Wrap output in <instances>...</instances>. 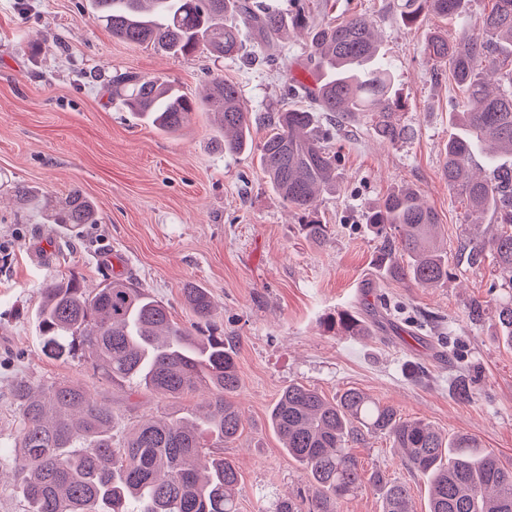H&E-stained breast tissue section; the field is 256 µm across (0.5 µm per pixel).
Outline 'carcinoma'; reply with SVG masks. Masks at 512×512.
Instances as JSON below:
<instances>
[{
  "instance_id": "carcinoma-1",
  "label": "carcinoma",
  "mask_w": 512,
  "mask_h": 512,
  "mask_svg": "<svg viewBox=\"0 0 512 512\" xmlns=\"http://www.w3.org/2000/svg\"><path fill=\"white\" fill-rule=\"evenodd\" d=\"M92 14L112 37L150 45L173 56L205 49L238 54L243 32L252 31L262 53L279 48L283 14L251 0H88ZM470 0H396L406 24L425 12L440 19L467 17ZM428 60L448 70L464 94L451 114L445 147L448 188L474 212L498 218L490 242L476 238L466 249L472 263L490 248L494 265L512 285V0H493L470 29L455 37L436 30L426 39ZM308 63L321 72L308 92L309 107H288L267 116L272 132L259 146L269 184L306 217L302 231L313 242L329 227L315 218L320 193L336 190L337 157L324 145L315 113L329 112L344 126L366 117L388 143L408 131L396 119L402 107L393 92L395 75L382 57L370 20L352 15L312 28ZM112 101L175 134L194 112L217 117L216 147L239 153L251 147V113L236 85L210 80L202 100L165 79L117 73L107 86ZM490 170L473 171L475 159ZM18 210H37L46 224L78 229L97 223L93 201L78 188L65 198L41 201L28 185L10 186ZM385 238L379 257L389 276L425 288L448 281V252L435 242L437 213L419 193L404 187L383 197L369 217ZM406 260L401 262L395 252ZM198 336L176 322L169 309L130 280L115 279L89 290L71 276L41 289L36 321L43 348L57 358L89 365L105 381L179 399L204 386L209 395L196 408L144 418L115 443L118 416L85 387L19 379L13 397L19 411L15 447L0 466L17 472L25 512H238L239 472L219 449L235 441L241 415L234 400L241 387L235 350L226 345L207 290L183 289ZM498 324L512 346V300L497 307ZM323 323L336 336H368L362 315L328 314ZM270 425L288 457L310 484L306 507L294 500L276 512H337V501L369 484L383 491V512H414L406 485L380 475L365 477L349 443L372 434L392 439L428 483V512H512V466L473 437L447 438L431 424L406 419L363 391L349 388L332 401L317 390L288 385L270 413Z\"/></svg>"
}]
</instances>
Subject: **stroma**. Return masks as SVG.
<instances>
[{
  "label": "stroma",
  "instance_id": "stroma-1",
  "mask_svg": "<svg viewBox=\"0 0 512 512\" xmlns=\"http://www.w3.org/2000/svg\"><path fill=\"white\" fill-rule=\"evenodd\" d=\"M270 2L289 24L268 61L250 32L237 56L182 58L112 38L88 0H0V185L22 182L56 199L78 186L99 215L98 223L68 233L34 218L20 223L10 198L0 199L1 449L17 435L11 392L21 378L79 383L136 419L203 398L199 391L178 401L142 392L131 400L89 366L48 358L35 317L41 289L74 274L89 289L115 277L136 279L186 325L194 318L184 285L206 288L241 375V434L224 449L241 474L238 512H272L277 500L308 487L269 423L292 383L330 399L361 389L402 417L449 436L471 434L512 462V346L500 340L494 319L512 286L497 276L491 256L467 260L466 239L491 237L497 221L489 214L470 221L466 203L448 188L444 150L462 95L423 52L431 31L453 35L458 25L431 16L404 24L393 0ZM299 10L316 23L351 14L373 22L404 104L398 119L411 132L391 145L361 117L336 136L337 187L320 196L317 212L330 227L321 243L305 237L298 211L271 189L257 151L217 149L206 113H194L184 134L172 136L113 104L106 88L126 71L163 77L198 97L211 78L222 77L238 86L253 116L252 140L262 142L289 80L315 83L304 66L309 29L292 23ZM403 186L439 215L437 241L449 265L441 287L392 280L379 265L381 241L368 216ZM344 309L359 311L373 335L327 332L323 318ZM460 374L472 385L465 401L451 387ZM351 448L366 473L406 484L416 512H425V482L388 437L369 436Z\"/></svg>",
  "mask_w": 512,
  "mask_h": 512
}]
</instances>
